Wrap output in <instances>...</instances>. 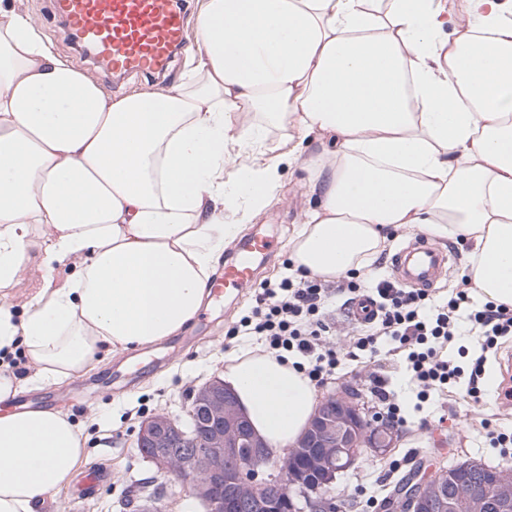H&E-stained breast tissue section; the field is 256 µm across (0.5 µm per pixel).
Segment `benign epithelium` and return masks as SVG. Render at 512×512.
I'll use <instances>...</instances> for the list:
<instances>
[{"mask_svg":"<svg viewBox=\"0 0 512 512\" xmlns=\"http://www.w3.org/2000/svg\"><path fill=\"white\" fill-rule=\"evenodd\" d=\"M189 414L195 422L191 431L166 412L150 417L140 430L138 452L163 475L190 485L206 512H277L276 492L294 485V476L270 467L273 451L253 435L223 378L215 377L194 391ZM365 421L359 390L348 382L338 383L319 402L309 426L287 453L310 460L328 480L318 484L302 506L291 507L293 512H330L335 449H345L351 466L369 452L381 454L395 447L393 426L382 425V435ZM491 480L490 497L470 488L445 502L444 474L438 471L407 494L383 502L381 509L423 512L434 506L438 512H512V471H497Z\"/></svg>","mask_w":512,"mask_h":512,"instance_id":"obj_1","label":"benign epithelium"}]
</instances>
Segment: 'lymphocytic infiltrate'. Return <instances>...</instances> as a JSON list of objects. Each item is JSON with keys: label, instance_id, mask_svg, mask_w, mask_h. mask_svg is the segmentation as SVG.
I'll use <instances>...</instances> for the list:
<instances>
[{"label": "lymphocytic infiltrate", "instance_id": "lymphocytic-infiltrate-1", "mask_svg": "<svg viewBox=\"0 0 512 512\" xmlns=\"http://www.w3.org/2000/svg\"><path fill=\"white\" fill-rule=\"evenodd\" d=\"M470 285V278L462 277L448 300L438 305L428 291L402 287L387 276L369 286L356 270L334 282L300 273L261 284L251 311L234 322L228 334L259 337L265 352L293 360L319 385L344 366L340 349L328 340L330 305L341 294L367 297L377 310L353 335V349L374 354L379 345H386L389 355L403 359L418 401L427 403L443 396L461 375L460 367L443 355L458 334L459 316H466L469 335L477 337L484 350L512 336V307L491 301L472 306Z\"/></svg>", "mask_w": 512, "mask_h": 512}]
</instances>
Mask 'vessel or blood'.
I'll return each mask as SVG.
<instances>
[{"label": "vessel or blood", "mask_w": 512, "mask_h": 512, "mask_svg": "<svg viewBox=\"0 0 512 512\" xmlns=\"http://www.w3.org/2000/svg\"><path fill=\"white\" fill-rule=\"evenodd\" d=\"M52 12L64 20L68 35L81 39L104 69L116 74L163 70L185 40L181 0H51ZM276 247L258 233L214 277V296L230 294L251 283L256 262ZM448 265L447 254L419 238L393 259L395 278L416 288L434 287Z\"/></svg>", "instance_id": "1"}]
</instances>
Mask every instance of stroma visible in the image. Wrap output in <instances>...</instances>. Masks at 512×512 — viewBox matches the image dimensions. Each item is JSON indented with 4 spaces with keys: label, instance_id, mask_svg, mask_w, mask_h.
Returning a JSON list of instances; mask_svg holds the SVG:
<instances>
[{
    "label": "stroma",
    "instance_id": "stroma-1",
    "mask_svg": "<svg viewBox=\"0 0 512 512\" xmlns=\"http://www.w3.org/2000/svg\"><path fill=\"white\" fill-rule=\"evenodd\" d=\"M22 6L39 21L52 48L66 56L76 68L92 74L107 93L120 96L135 89L171 85L180 81L196 51L188 41L175 55L166 71L156 77L136 73L113 76L102 70L85 48L75 45L62 31V23L50 10V0H22ZM318 138L305 140L298 161L282 168V181L274 198L247 224L245 234L261 232L276 237L272 258L260 264V280L275 281L287 276L290 240L314 205L307 161L322 152ZM256 284L243 288L238 298L211 300L191 325L161 343L116 353H102L100 366L89 374L61 384L33 381V369L24 368L21 397L36 401L51 393L59 409L68 413L85 440L82 470L100 468L105 478L95 492L83 495L78 482L52 491L35 512H133L135 495L148 496L165 489L168 512H204L203 506L181 484L168 482L136 448L142 423L159 412L185 415L193 389L221 373L228 360L254 349L252 336L229 338L232 321L254 302ZM512 350V338H503L497 350L487 353L485 373L478 379L480 403L450 397L445 412L426 406L407 413L408 428L398 435L396 448L382 456H367L336 480L334 489L350 503L349 512H374L368 498L380 497L383 489L399 476L416 472L427 475L449 462L477 461L512 469V456L491 448L481 423L512 428V408L495 400L493 377L500 352ZM122 370L121 380L112 373ZM402 462L400 471L389 470L390 460Z\"/></svg>",
    "mask_w": 512,
    "mask_h": 512
}]
</instances>
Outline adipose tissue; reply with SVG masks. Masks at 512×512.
I'll return each mask as SVG.
<instances>
[{
	"instance_id": "1",
	"label": "adipose tissue",
	"mask_w": 512,
	"mask_h": 512,
	"mask_svg": "<svg viewBox=\"0 0 512 512\" xmlns=\"http://www.w3.org/2000/svg\"><path fill=\"white\" fill-rule=\"evenodd\" d=\"M195 37L179 82L115 98L0 0V355L24 345L35 380L58 382L101 348L181 332L297 158L256 162L271 126L334 145L308 164L296 269H364L385 230L413 227L470 243L479 297L512 306V0H200ZM27 274L40 286L15 304ZM224 381L278 450L317 404L302 371L263 352L234 356ZM83 455L64 412L0 415V512H34Z\"/></svg>"
}]
</instances>
